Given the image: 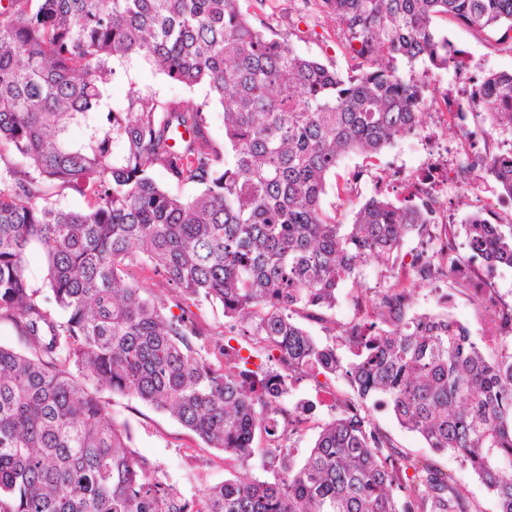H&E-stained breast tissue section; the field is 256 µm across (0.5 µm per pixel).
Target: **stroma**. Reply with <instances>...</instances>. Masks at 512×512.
Returning <instances> with one entry per match:
<instances>
[{
    "instance_id": "1",
    "label": "stroma",
    "mask_w": 512,
    "mask_h": 512,
    "mask_svg": "<svg viewBox=\"0 0 512 512\" xmlns=\"http://www.w3.org/2000/svg\"><path fill=\"white\" fill-rule=\"evenodd\" d=\"M255 28L266 37L287 41L293 51L335 69L345 75L357 69L360 60L351 50L345 33L328 14L322 0H243ZM434 27L439 35L447 37L454 49L463 50L464 69H440L434 74L436 94L459 97L469 89L470 75L512 73V51L496 45L493 34L476 32L445 18L436 19ZM129 80H120L112 86L113 102H120L129 83L148 88L164 98L204 99L205 88H186L174 83L148 67H134ZM465 122L476 130L475 148H512V134L495 131L482 115L467 113ZM475 148L461 145L453 127L442 125L437 113L427 111L421 125L413 133L397 138L374 158L360 154L343 156L335 174H332L322 197L324 211L342 224L352 223L354 216L371 196L381 193L394 200L408 195L407 179L423 175L440 159H447L451 168L473 160ZM448 222L461 227L469 214L481 212L491 222H512V200L502 197L490 176L477 181L475 189L461 193L456 186L444 192ZM416 238L405 239L400 249V262L394 271H387L378 262L366 264L359 282L347 283L339 293L331 317L345 325L370 313L377 293L389 283L409 286L413 272L410 256L417 247ZM482 294L471 288L453 287L451 280L440 278L415 288L412 309L416 312H447L466 326L472 338L486 350L497 346L503 330L493 323L485 312ZM329 384L339 398L350 396L348 383L340 378L304 377L292 381L280 400L281 406L295 408L312 404L309 421L290 441L292 456L303 461L313 445L322 425L331 420L336 409L320 406L315 395L321 384ZM109 411L116 423L127 425L132 434L131 448L136 455L149 459L155 468L154 476L186 497L200 498L207 487L233 478L235 472L224 459L223 452L206 447L176 420L119 394L108 397ZM373 421L391 437L394 445L419 462H431L450 474L457 488L475 501L481 512H496L493 499L471 469L451 454H434L419 436L401 428L388 410L372 413Z\"/></svg>"
}]
</instances>
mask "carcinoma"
<instances>
[{"instance_id":"1","label":"carcinoma","mask_w":512,"mask_h":512,"mask_svg":"<svg viewBox=\"0 0 512 512\" xmlns=\"http://www.w3.org/2000/svg\"><path fill=\"white\" fill-rule=\"evenodd\" d=\"M324 4L362 59L357 74L266 37L241 0L0 6V322L25 347L0 345V512H481L450 475L394 449L371 418L378 406L469 465L496 512H512V336L488 354L449 314L409 313L411 292L396 285L342 331L347 361L294 319L335 325L340 286L374 259L393 270L414 232L431 243L415 254L416 280L466 287L455 236L429 228L427 202L372 196L338 224L321 199L342 156L372 158L415 131L432 71L458 65L434 19L512 49V0ZM404 59L428 66L406 78ZM134 62L206 97L166 99L131 82L109 103ZM471 111L512 133V74L485 75ZM157 170L198 192L170 191ZM483 174L512 199V149L461 167V186ZM68 193L88 208L58 206ZM464 229L470 255L512 267V224L476 213ZM33 250L45 256L40 286L27 272ZM138 263L166 281L180 315L129 278ZM183 300L222 308L280 370L255 383L248 358L203 357L210 332ZM320 374L344 379L352 397L299 464L283 442L301 414L280 423L279 399L287 381ZM105 391L176 419L244 472L185 497L134 456ZM258 434L272 481L246 472Z\"/></svg>"}]
</instances>
